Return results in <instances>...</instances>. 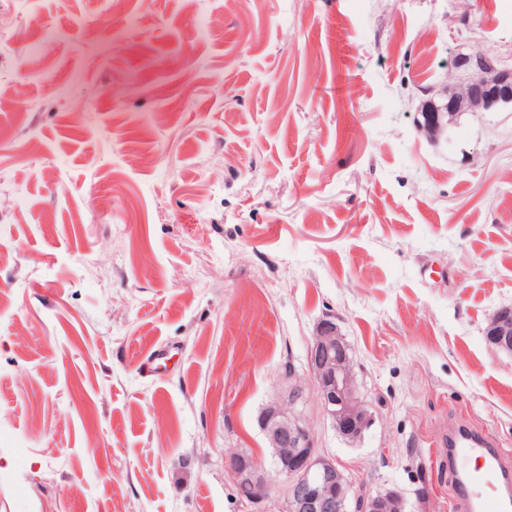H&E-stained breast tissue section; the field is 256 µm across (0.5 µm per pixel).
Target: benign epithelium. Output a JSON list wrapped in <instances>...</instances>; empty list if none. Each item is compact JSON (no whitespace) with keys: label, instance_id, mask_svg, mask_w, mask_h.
Segmentation results:
<instances>
[{"label":"benign epithelium","instance_id":"benign-epithelium-1","mask_svg":"<svg viewBox=\"0 0 512 512\" xmlns=\"http://www.w3.org/2000/svg\"><path fill=\"white\" fill-rule=\"evenodd\" d=\"M471 76L451 101L467 111H488L512 102V75L488 76L489 56L475 51L467 57ZM423 128L431 134L442 131L453 120L451 112H424ZM488 342L512 352V307H501L485 327ZM309 380L288 370L276 399L263 409L258 424L270 450L272 470L262 462L233 452L226 458L235 484L248 492V502L259 504L278 480L286 486L285 512H406L405 501L393 491L364 493L350 510L351 485L336 463L315 448L303 408L313 392L335 430L348 441L362 439L372 425V415L363 400L352 370L348 346L331 321L318 323L307 351Z\"/></svg>","mask_w":512,"mask_h":512}]
</instances>
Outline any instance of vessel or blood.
I'll return each instance as SVG.
<instances>
[{
	"label": "vessel or blood",
	"instance_id": "obj_1",
	"mask_svg": "<svg viewBox=\"0 0 512 512\" xmlns=\"http://www.w3.org/2000/svg\"><path fill=\"white\" fill-rule=\"evenodd\" d=\"M448 455L460 473L459 499L465 512H512V488L503 482L512 473V456L485 439L453 441Z\"/></svg>",
	"mask_w": 512,
	"mask_h": 512
}]
</instances>
